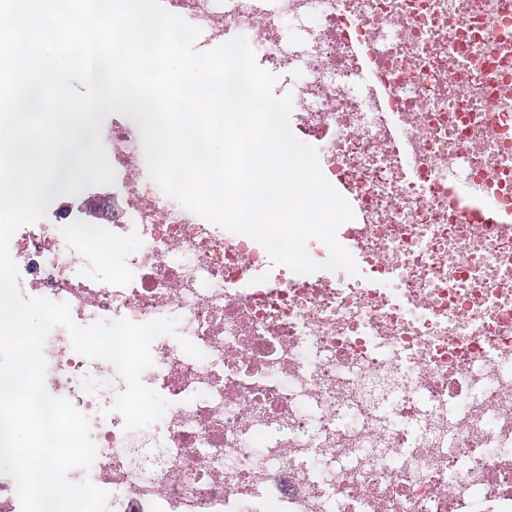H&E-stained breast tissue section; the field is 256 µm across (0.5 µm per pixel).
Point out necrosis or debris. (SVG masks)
Here are the masks:
<instances>
[{
  "instance_id": "1",
  "label": "necrosis or debris",
  "mask_w": 512,
  "mask_h": 512,
  "mask_svg": "<svg viewBox=\"0 0 512 512\" xmlns=\"http://www.w3.org/2000/svg\"><path fill=\"white\" fill-rule=\"evenodd\" d=\"M200 46L244 34L284 73L291 128L358 201L367 278H311L151 181L135 123L102 142L112 187L62 196L9 243L24 296L76 324L171 318L144 385L169 406L126 430L115 368L45 345V387L87 415L97 455L71 482L110 512H512V234L473 193L512 204V0H163ZM361 38L357 55L350 41ZM386 81L418 167L406 175L367 69ZM137 236L103 281L82 252Z\"/></svg>"
}]
</instances>
